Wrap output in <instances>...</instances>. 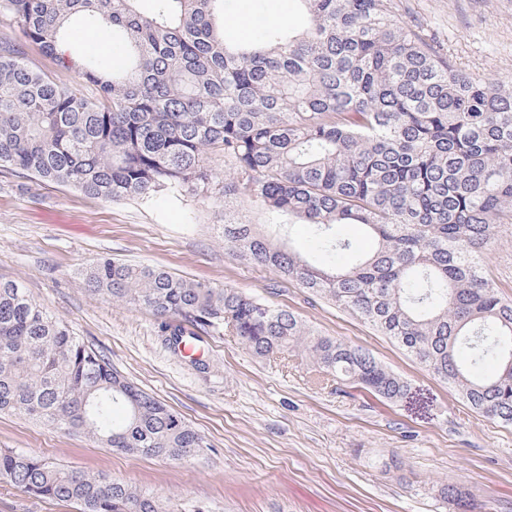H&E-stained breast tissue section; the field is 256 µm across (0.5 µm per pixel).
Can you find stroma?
Listing matches in <instances>:
<instances>
[{"mask_svg": "<svg viewBox=\"0 0 512 512\" xmlns=\"http://www.w3.org/2000/svg\"><path fill=\"white\" fill-rule=\"evenodd\" d=\"M392 3L400 20L418 26L464 72L512 84V0ZM228 212L241 224L269 221L242 197L190 190L105 202L0 168V278L21 281L86 347L207 443L171 462L0 414V450L109 475L180 512H512V425L470 410L352 314L229 252ZM102 258L161 267L293 312L316 333L371 352L412 392L388 402L319 375L302 351L269 361L226 333H199L193 357H185L170 348L164 319L87 291L82 272ZM484 266L512 299V224L502 225ZM451 485L468 493L467 510L445 496ZM0 512L77 510L0 480Z\"/></svg>", "mask_w": 512, "mask_h": 512, "instance_id": "stroma-1", "label": "stroma"}]
</instances>
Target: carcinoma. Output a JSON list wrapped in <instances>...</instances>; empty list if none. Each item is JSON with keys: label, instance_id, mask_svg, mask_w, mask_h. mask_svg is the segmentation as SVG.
<instances>
[{"label": "carcinoma", "instance_id": "cac0c4a2", "mask_svg": "<svg viewBox=\"0 0 512 512\" xmlns=\"http://www.w3.org/2000/svg\"><path fill=\"white\" fill-rule=\"evenodd\" d=\"M0 0L27 42L96 87L88 99L33 69L0 38V167L108 201L209 187L274 220L314 227L329 264L224 213V245L371 325L453 387L475 412L512 424V301L483 272L512 224V92L462 73L391 0H296L304 19L226 35L224 0ZM106 31L112 54L79 56L73 18ZM235 178L213 184L207 154ZM339 224L374 249L352 264ZM91 292L208 333L261 358L302 347L336 383L396 401L408 384L367 351L310 330L234 288L100 259ZM19 412L103 448L183 461L203 438L0 278V413ZM0 480L78 512H179L105 475L0 452Z\"/></svg>", "mask_w": 512, "mask_h": 512}]
</instances>
